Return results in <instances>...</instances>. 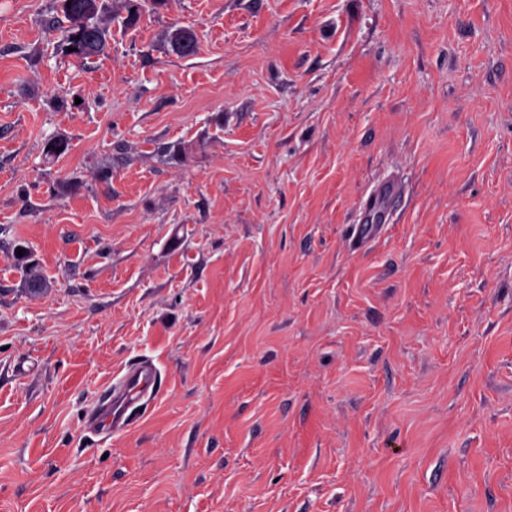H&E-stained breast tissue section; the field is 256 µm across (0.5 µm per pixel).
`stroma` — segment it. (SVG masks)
<instances>
[{"mask_svg":"<svg viewBox=\"0 0 512 512\" xmlns=\"http://www.w3.org/2000/svg\"><path fill=\"white\" fill-rule=\"evenodd\" d=\"M106 7L0 0V512H512V0ZM68 1H71L70 7H67ZM61 8L68 21L62 33L65 52L80 60L104 53L109 42L107 30L100 21L106 9L103 1L61 0ZM69 47L75 51L68 52ZM172 48L182 56H192L197 51V41L190 29L180 27L169 34ZM27 259L28 257L23 255L15 260L23 271L28 289L33 293H39L44 288H47L46 279L40 269H38V265L35 263H27ZM157 372L154 368L140 366L129 369L105 392L100 409L89 419L90 427L100 434L112 435L128 425L129 410L143 398L156 391Z\"/></svg>","mask_w":512,"mask_h":512,"instance_id":"35a3bbf8","label":"stroma"}]
</instances>
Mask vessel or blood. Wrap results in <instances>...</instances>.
Masks as SVG:
<instances>
[{
  "label": "vessel or blood",
  "mask_w": 512,
  "mask_h": 512,
  "mask_svg": "<svg viewBox=\"0 0 512 512\" xmlns=\"http://www.w3.org/2000/svg\"><path fill=\"white\" fill-rule=\"evenodd\" d=\"M157 386L154 368L140 366L129 369L119 382L109 387L100 409L91 416V427L102 434H112L128 424L131 408Z\"/></svg>",
  "instance_id": "obj_1"
}]
</instances>
